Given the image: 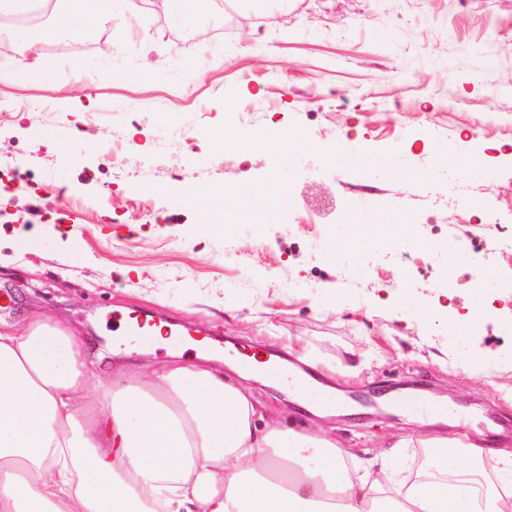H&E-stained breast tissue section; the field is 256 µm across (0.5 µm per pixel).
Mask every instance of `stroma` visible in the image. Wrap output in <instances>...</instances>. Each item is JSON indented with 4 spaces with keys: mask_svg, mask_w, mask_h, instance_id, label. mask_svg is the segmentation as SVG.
I'll return each instance as SVG.
<instances>
[{
    "mask_svg": "<svg viewBox=\"0 0 512 512\" xmlns=\"http://www.w3.org/2000/svg\"><path fill=\"white\" fill-rule=\"evenodd\" d=\"M234 12L246 26L208 41L196 34L223 21L219 0L191 26L144 0H122L89 37L41 39L58 21L50 5L37 25L0 26L12 74L0 82L12 114L0 124V325L48 313L94 373L182 354L359 458L399 445L407 472L436 434L512 449V160L496 148L512 132V0H237ZM78 94L91 110H74ZM355 142L387 170L353 166ZM463 147L490 177L452 188L437 155ZM187 179L244 202L224 215L190 206ZM489 196L498 207L476 216ZM358 218L413 225L420 241L339 248L338 227ZM406 295L431 319L408 313ZM478 304L487 320L458 349L448 317ZM124 310L191 335H113ZM251 347L307 371L344 410L315 414L287 379L234 371ZM489 351L491 376L473 374ZM420 393L429 416L398 408Z\"/></svg>",
    "mask_w": 512,
    "mask_h": 512,
    "instance_id": "35a3bbf8",
    "label": "stroma"
}]
</instances>
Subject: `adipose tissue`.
<instances>
[{
    "label": "adipose tissue",
    "instance_id": "adipose-tissue-1",
    "mask_svg": "<svg viewBox=\"0 0 512 512\" xmlns=\"http://www.w3.org/2000/svg\"><path fill=\"white\" fill-rule=\"evenodd\" d=\"M117 0H69L58 27L91 35ZM81 345L31 317L0 331V512H512V452L425 438L424 473L264 423L249 389L181 363L121 381L88 375Z\"/></svg>",
    "mask_w": 512,
    "mask_h": 512
}]
</instances>
